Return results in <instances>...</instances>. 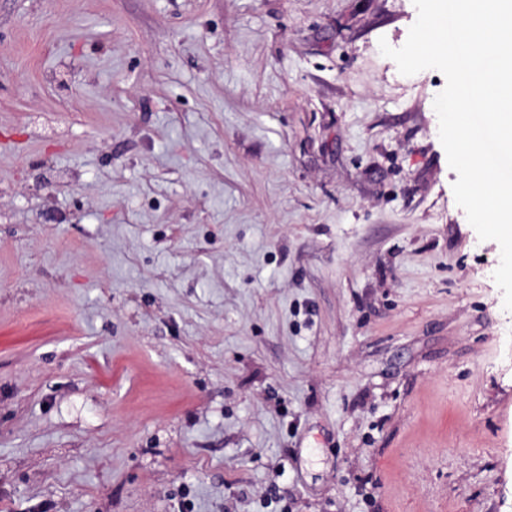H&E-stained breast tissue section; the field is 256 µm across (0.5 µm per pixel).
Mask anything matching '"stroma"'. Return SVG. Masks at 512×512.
Instances as JSON below:
<instances>
[{
  "instance_id": "obj_1",
  "label": "stroma",
  "mask_w": 512,
  "mask_h": 512,
  "mask_svg": "<svg viewBox=\"0 0 512 512\" xmlns=\"http://www.w3.org/2000/svg\"><path fill=\"white\" fill-rule=\"evenodd\" d=\"M416 18L0 0V512H512L500 246L379 49Z\"/></svg>"
}]
</instances>
